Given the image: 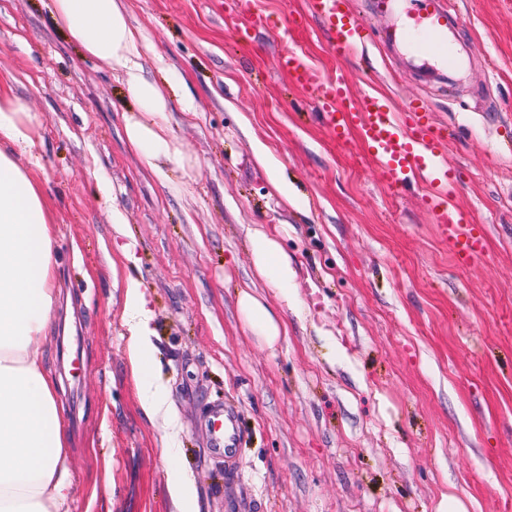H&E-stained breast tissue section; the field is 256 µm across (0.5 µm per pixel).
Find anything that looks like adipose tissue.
<instances>
[{"label":"adipose tissue","mask_w":512,"mask_h":512,"mask_svg":"<svg viewBox=\"0 0 512 512\" xmlns=\"http://www.w3.org/2000/svg\"><path fill=\"white\" fill-rule=\"evenodd\" d=\"M59 30L101 67L120 75L134 104L125 114L129 146L160 179L169 168L194 163L172 135L169 102L147 80L138 62V36L120 0H51ZM40 117L0 78V512H69L73 482L67 422L45 353L59 299L55 256L57 226L34 179ZM253 262L280 299H287L294 269L263 226L249 231ZM239 307L247 326L268 344L288 334L268 306L241 289ZM126 350L144 417L176 429L178 415L167 388L148 378L154 331L141 283L125 288Z\"/></svg>","instance_id":"1"}]
</instances>
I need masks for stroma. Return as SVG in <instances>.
Listing matches in <instances>:
<instances>
[{"label":"stroma","instance_id":"stroma-1","mask_svg":"<svg viewBox=\"0 0 512 512\" xmlns=\"http://www.w3.org/2000/svg\"><path fill=\"white\" fill-rule=\"evenodd\" d=\"M123 2L195 162L167 183L125 141L124 86L55 27L50 0H0V77L41 119L35 174L58 226L45 365L62 382L71 512H172L167 482L182 474L195 480L189 512H438L448 492L464 512H512V0H445L462 19L448 34L466 60L457 75L422 78L381 38L348 66L352 93L396 109L422 100L445 129L455 203L483 229L469 263L420 197L391 194L357 139L333 136L276 68L277 31L233 0ZM293 43L333 74L319 17ZM258 224L295 271L288 300L254 266ZM129 277L150 299L172 434L144 417L129 372ZM247 282L288 324L275 345L239 312ZM224 400L246 435L232 484L209 451L208 408ZM96 479L108 492L93 502Z\"/></svg>","mask_w":512,"mask_h":512}]
</instances>
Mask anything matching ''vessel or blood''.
<instances>
[{
	"label": "vessel or blood",
	"instance_id": "1",
	"mask_svg": "<svg viewBox=\"0 0 512 512\" xmlns=\"http://www.w3.org/2000/svg\"><path fill=\"white\" fill-rule=\"evenodd\" d=\"M307 5L328 27L333 52L341 65L333 76L324 78L304 54L289 49L278 56V69L305 88L310 103L320 109L334 136H357L385 172L390 190L401 194L420 188L421 197L445 233L450 249L466 259L481 258L480 235L469 217L452 203L455 185L442 160V135L428 105L413 101L398 112L375 95L353 97L342 63L355 57L361 47L374 39L375 32L354 9L352 0H307ZM395 37L420 67L440 64L451 68L459 64L448 44V11L439 0H407ZM208 415L213 453L225 462H233L243 441L235 409L217 403L209 407Z\"/></svg>",
	"mask_w": 512,
	"mask_h": 512
}]
</instances>
